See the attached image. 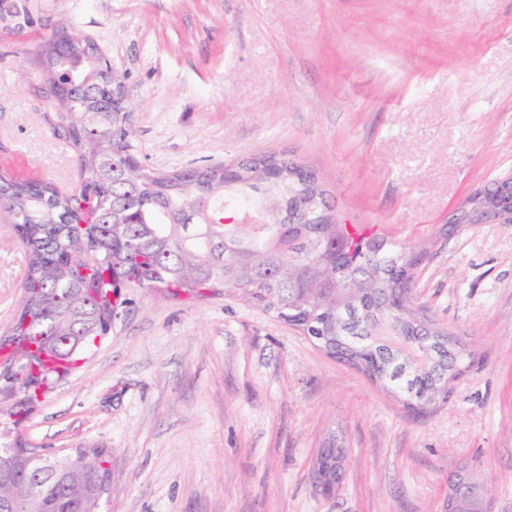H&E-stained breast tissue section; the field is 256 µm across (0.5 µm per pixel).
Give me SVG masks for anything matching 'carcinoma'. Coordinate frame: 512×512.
Listing matches in <instances>:
<instances>
[{
	"mask_svg": "<svg viewBox=\"0 0 512 512\" xmlns=\"http://www.w3.org/2000/svg\"><path fill=\"white\" fill-rule=\"evenodd\" d=\"M46 81L68 83L59 103L64 135L85 181L62 194L50 182L0 176L26 273L14 321L0 336V356L34 341L53 354L31 353L30 371L16 380V399L0 419L19 424L34 404L69 375L112 319L109 295L141 288L177 299L239 295L278 318L293 319L314 345L364 373L415 416L445 400L448 379L471 359L459 332L434 321L422 305L399 295L416 246L384 238L376 250L336 253V225L325 190L312 171L262 156L238 168L159 171L134 151L131 113L112 111V71L98 43L58 28L44 40ZM100 111L89 127L70 100ZM262 189L280 202L290 223L261 234L224 227V191ZM357 278L362 288H339ZM99 469L88 472L79 451L68 470L32 452L1 454L0 470L19 482L0 492L11 512H97V488L111 476L109 448H93Z\"/></svg>",
	"mask_w": 512,
	"mask_h": 512,
	"instance_id": "1",
	"label": "carcinoma"
}]
</instances>
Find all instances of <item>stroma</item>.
I'll return each mask as SVG.
<instances>
[{
  "instance_id": "1",
  "label": "stroma",
  "mask_w": 512,
  "mask_h": 512,
  "mask_svg": "<svg viewBox=\"0 0 512 512\" xmlns=\"http://www.w3.org/2000/svg\"><path fill=\"white\" fill-rule=\"evenodd\" d=\"M67 23L124 76L145 167L315 171L337 220L429 247L417 300L474 358L417 418L262 308L124 289L24 422L29 448L111 449L100 512H445L460 469L512 512V224L438 236L512 177V0H0V171L64 192L78 166L38 53ZM25 272L0 217V335ZM332 436L348 460L324 497Z\"/></svg>"
}]
</instances>
